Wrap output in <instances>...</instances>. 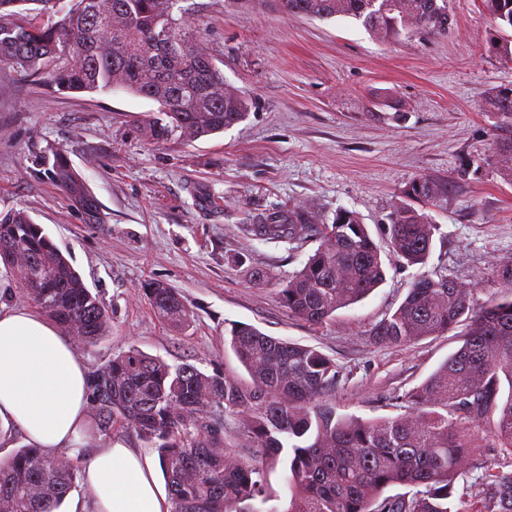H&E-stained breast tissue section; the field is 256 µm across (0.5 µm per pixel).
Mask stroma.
Listing matches in <instances>:
<instances>
[{
    "instance_id": "stroma-1",
    "label": "stroma",
    "mask_w": 512,
    "mask_h": 512,
    "mask_svg": "<svg viewBox=\"0 0 512 512\" xmlns=\"http://www.w3.org/2000/svg\"><path fill=\"white\" fill-rule=\"evenodd\" d=\"M187 16L229 89L252 101L247 118L191 143L157 144L137 130L158 105L117 91L69 94L0 63V212L26 210L109 312L112 330L77 345L89 372L138 346L169 364L206 373L243 368L224 347L238 321L316 348L339 371L329 399L365 419L406 410L405 395L460 345L456 331L398 347L370 328L394 310L417 275L468 285L475 305L512 294L497 278L512 258V182L494 160L480 96L512 84V61L493 48L482 0H449L455 29L444 38L381 41L354 20L247 10L228 0H184ZM64 154L96 196L106 223L89 222L50 178ZM446 181L448 201L429 208L438 229L425 266L391 258L385 232L395 202L417 177ZM355 211L388 259L369 297L313 325L290 314L278 291L318 246L259 240L242 226L254 213L306 210L317 220ZM160 281L192 313L173 329L142 294ZM512 459L476 451L458 481L468 507L488 465Z\"/></svg>"
}]
</instances>
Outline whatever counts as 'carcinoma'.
<instances>
[{
	"label": "carcinoma",
	"mask_w": 512,
	"mask_h": 512,
	"mask_svg": "<svg viewBox=\"0 0 512 512\" xmlns=\"http://www.w3.org/2000/svg\"><path fill=\"white\" fill-rule=\"evenodd\" d=\"M182 0H0V62L45 77L64 92L121 90L158 104L143 125L156 143L192 142L242 122L249 99L224 91V74L190 32ZM318 19L348 17L387 40L403 34L446 36L456 26L448 0H231ZM492 23L512 29V0H483ZM38 3L57 20L41 23L20 6ZM495 131L499 171L512 181V88L482 95ZM52 176L90 220L104 221L83 178L59 156ZM448 186L415 179L388 214L394 257L427 264L436 225L413 203L432 206ZM260 240L302 236L319 246L279 290L293 316L321 325L385 280L381 253L359 216L336 210L316 224L303 211L255 214L245 225ZM0 263L25 285L30 301L67 336L93 345L108 335L98 295L23 210L0 213ZM144 294L157 316L183 329L191 321L180 292L150 282ZM472 289L446 276L414 279L403 301L369 331L377 345L398 347L463 325L462 345L416 390L395 418L337 412L325 394L338 371L313 347L233 322L228 346L248 378L170 365L131 346L100 367L91 429L120 422L159 448L170 512H461L456 483L476 448L512 457V299L479 309ZM218 408L240 420L250 448L224 441ZM287 472L288 506L273 504L268 470ZM78 466L39 448L0 460V512H57L75 487ZM393 486L410 489L387 496ZM469 512H512V471L490 468Z\"/></svg>",
	"instance_id": "obj_1"
}]
</instances>
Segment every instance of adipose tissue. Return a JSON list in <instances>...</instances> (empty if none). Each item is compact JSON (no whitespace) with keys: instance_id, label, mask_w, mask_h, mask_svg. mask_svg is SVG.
I'll return each instance as SVG.
<instances>
[{"instance_id":"ef3b65f1","label":"adipose tissue","mask_w":512,"mask_h":512,"mask_svg":"<svg viewBox=\"0 0 512 512\" xmlns=\"http://www.w3.org/2000/svg\"><path fill=\"white\" fill-rule=\"evenodd\" d=\"M90 380L73 344L43 313L0 304V436L22 428L49 457L77 447L88 424ZM159 463L122 440L94 449L83 468L92 502L70 512H170L157 481Z\"/></svg>"}]
</instances>
